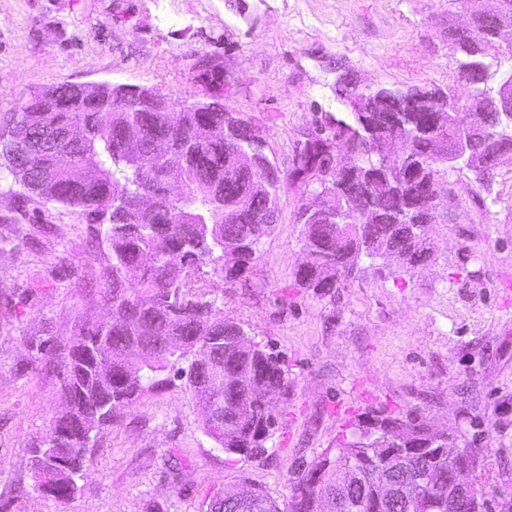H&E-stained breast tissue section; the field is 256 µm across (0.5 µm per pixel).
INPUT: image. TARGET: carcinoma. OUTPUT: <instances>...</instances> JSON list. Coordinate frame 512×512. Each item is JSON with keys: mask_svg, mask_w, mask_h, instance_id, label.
<instances>
[{"mask_svg": "<svg viewBox=\"0 0 512 512\" xmlns=\"http://www.w3.org/2000/svg\"><path fill=\"white\" fill-rule=\"evenodd\" d=\"M455 60L452 83L442 88L414 85L417 102L407 116L411 166L402 178L377 183L372 164L376 148L387 147L389 114L402 103L388 86L358 90L347 75L337 80V94L365 96L351 121L332 120V137L312 136L296 155L291 178L268 166L254 167L258 144L254 131L261 120L243 112H193L196 100L168 99L158 112L142 111L141 91L107 84L96 97L77 83L33 92L0 123V174L20 186V204L54 203L78 212L88 226L91 247L99 249L98 267L72 266L76 287L92 282L102 288L110 319H79L72 338L60 347L54 339L32 344L31 360L59 358L65 407L38 447L31 466L37 487L65 503L79 490L78 480L92 464L98 435L146 392L164 386L167 374L186 380L204 404L224 405V428L204 421L203 431L229 454L261 456L277 418L261 406L265 388L288 390V367L254 340L243 322L226 317L208 298L204 268L234 283L248 273L262 241L278 222L276 202L288 181L332 193L333 206L347 212L345 224H303V249L311 264L294 272L299 288L320 298L332 297L355 278L359 253L396 255L408 271L435 260L434 242L418 234L422 223V187L447 180L451 171H468L478 187L489 190L512 152L497 155L496 142L512 137V114L498 102L500 89L487 85L488 64L502 52L487 28L448 43ZM448 95V125L431 123L429 100ZM483 125L493 141H474L463 158L449 163L441 146L453 148L456 131ZM131 141L140 158L132 164L118 151ZM186 157L178 170H164L152 155L155 142ZM178 180L185 197L175 203L160 195L155 207L131 205L138 190ZM245 192L252 210L237 224L224 223V209ZM42 232L38 224H13L4 242H24ZM210 355L222 364L223 377L200 385L192 373L196 357ZM433 422L416 411L402 416L376 410L357 420L323 455L324 486L336 500L333 512H407L397 494L412 483L433 504L428 512H488V503L473 491L471 501L448 505V464L432 448ZM402 428V448L385 446L389 433ZM372 434L377 448H357L360 433ZM355 463L372 472L391 471L396 496H375L370 485L340 483L337 472ZM204 512H247L238 491L226 486L205 502Z\"/></svg>", "mask_w": 512, "mask_h": 512, "instance_id": "cac0c4a2", "label": "carcinoma"}]
</instances>
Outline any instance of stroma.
<instances>
[{"label": "stroma", "mask_w": 512, "mask_h": 512, "mask_svg": "<svg viewBox=\"0 0 512 512\" xmlns=\"http://www.w3.org/2000/svg\"><path fill=\"white\" fill-rule=\"evenodd\" d=\"M448 0H0V113L65 82L155 87L176 100L223 85L227 111L262 118L265 152L283 173L336 93L359 87L447 85ZM312 197L291 185L278 222L245 278L210 275V296L285 361L292 383L262 456L227 454L202 430L204 411L180 381L143 394L92 449L77 494L59 503L35 487L31 450L64 406L57 365L35 363V339L67 340L82 313L109 310L98 293L65 287L63 264L89 260L87 226L55 205L29 212L43 236L0 249V512H200L236 485L286 503L294 471L336 448L370 409L417 410L512 463V173L479 192L448 175V205L430 236L432 264H362L335 297L294 286L299 213ZM38 282L32 298L26 280Z\"/></svg>", "instance_id": "obj_1"}]
</instances>
